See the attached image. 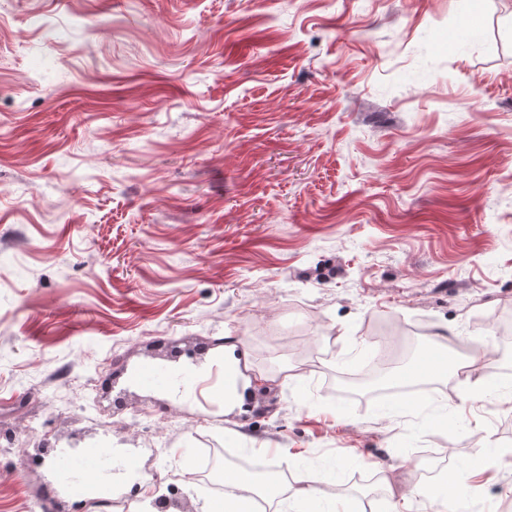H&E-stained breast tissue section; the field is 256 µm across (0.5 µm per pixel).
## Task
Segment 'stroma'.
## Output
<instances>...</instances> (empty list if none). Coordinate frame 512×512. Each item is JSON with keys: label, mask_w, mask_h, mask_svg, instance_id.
Here are the masks:
<instances>
[{"label": "stroma", "mask_w": 512, "mask_h": 512, "mask_svg": "<svg viewBox=\"0 0 512 512\" xmlns=\"http://www.w3.org/2000/svg\"><path fill=\"white\" fill-rule=\"evenodd\" d=\"M509 317L512 0H0V512L155 470L211 512L212 448L334 469L312 512L472 462L460 512H512ZM414 326L499 369L481 402L334 394L370 358L400 379ZM176 347L204 350L180 393ZM103 436L135 469L32 462Z\"/></svg>", "instance_id": "stroma-1"}]
</instances>
